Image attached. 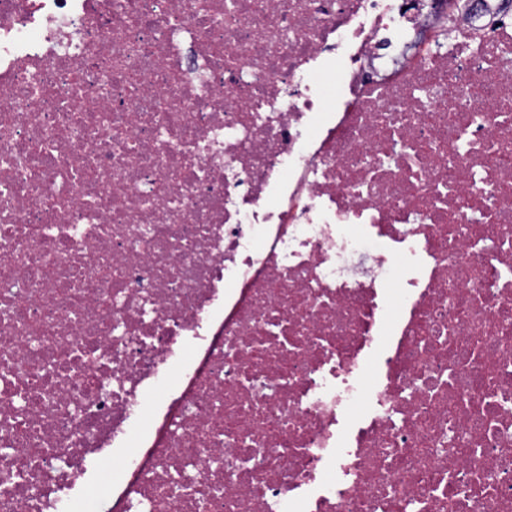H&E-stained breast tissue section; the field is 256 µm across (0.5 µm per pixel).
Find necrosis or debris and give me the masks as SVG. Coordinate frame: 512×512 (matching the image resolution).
<instances>
[{
  "label": "necrosis or debris",
  "mask_w": 512,
  "mask_h": 512,
  "mask_svg": "<svg viewBox=\"0 0 512 512\" xmlns=\"http://www.w3.org/2000/svg\"><path fill=\"white\" fill-rule=\"evenodd\" d=\"M484 5L0 0V512H512Z\"/></svg>",
  "instance_id": "4bbe7bcc"
}]
</instances>
